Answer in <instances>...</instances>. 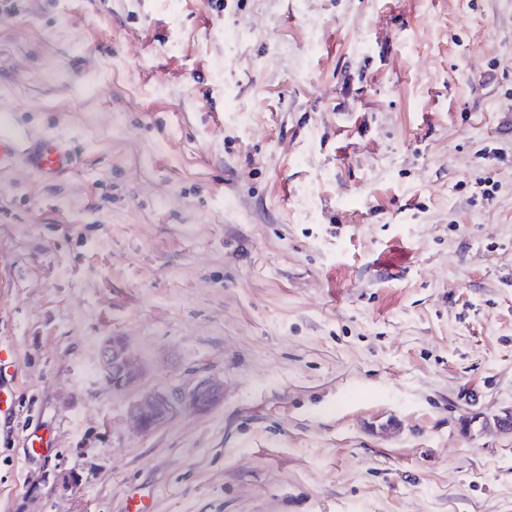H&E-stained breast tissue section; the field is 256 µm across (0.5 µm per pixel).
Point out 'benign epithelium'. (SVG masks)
I'll use <instances>...</instances> for the list:
<instances>
[{
    "label": "benign epithelium",
    "instance_id": "1",
    "mask_svg": "<svg viewBox=\"0 0 512 512\" xmlns=\"http://www.w3.org/2000/svg\"><path fill=\"white\" fill-rule=\"evenodd\" d=\"M102 369L112 389L123 390L134 386L136 374L130 352L122 338L114 336L106 344ZM221 395L220 384L212 380H202L188 389L151 391L130 404L128 416L140 432L149 433L184 410L208 412L220 402Z\"/></svg>",
    "mask_w": 512,
    "mask_h": 512
}]
</instances>
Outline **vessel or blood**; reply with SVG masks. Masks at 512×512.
<instances>
[{
	"label": "vessel or blood",
	"mask_w": 512,
	"mask_h": 512,
	"mask_svg": "<svg viewBox=\"0 0 512 512\" xmlns=\"http://www.w3.org/2000/svg\"><path fill=\"white\" fill-rule=\"evenodd\" d=\"M27 164L48 179L66 174L72 165L68 149L51 138L32 139L24 131L15 128H0V167L16 160Z\"/></svg>",
	"instance_id": "obj_1"
}]
</instances>
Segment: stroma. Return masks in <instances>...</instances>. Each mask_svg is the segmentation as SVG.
Here are the masks:
<instances>
[{"instance_id": "obj_1", "label": "stroma", "mask_w": 512, "mask_h": 512, "mask_svg": "<svg viewBox=\"0 0 512 512\" xmlns=\"http://www.w3.org/2000/svg\"><path fill=\"white\" fill-rule=\"evenodd\" d=\"M14 3L0 123L76 162L0 168V512H512V7ZM104 378L114 390L129 389L136 382L131 355L122 338L115 336L106 344L102 359ZM221 395L220 384L212 380H202L188 389L151 391L130 404L128 416L141 433H149L184 410L208 412L220 402Z\"/></svg>"}]
</instances>
